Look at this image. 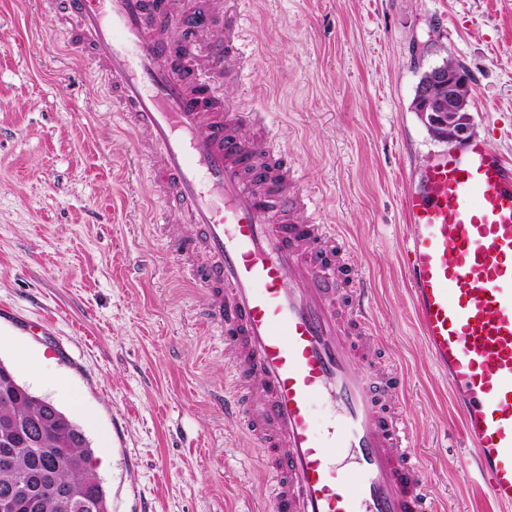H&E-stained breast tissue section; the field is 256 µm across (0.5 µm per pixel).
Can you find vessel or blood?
I'll return each instance as SVG.
<instances>
[{
	"label": "vessel or blood",
	"mask_w": 512,
	"mask_h": 512,
	"mask_svg": "<svg viewBox=\"0 0 512 512\" xmlns=\"http://www.w3.org/2000/svg\"><path fill=\"white\" fill-rule=\"evenodd\" d=\"M71 54L106 83L148 154L153 191L189 227L161 225L179 268L203 288L202 320L224 340V416L267 454L274 512H440L414 452L393 367L368 358L367 290L352 287L335 225L293 221L314 207L261 112L207 108L199 92L244 82L239 0H215L224 38L167 28L189 0H42ZM259 128L241 138L244 125ZM402 266L432 364L447 379L487 496L512 506V161L471 140L451 146L404 192ZM331 413L315 424L316 400Z\"/></svg>",
	"instance_id": "obj_1"
}]
</instances>
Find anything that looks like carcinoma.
Listing matches in <instances>:
<instances>
[{
  "label": "carcinoma",
  "mask_w": 512,
  "mask_h": 512,
  "mask_svg": "<svg viewBox=\"0 0 512 512\" xmlns=\"http://www.w3.org/2000/svg\"><path fill=\"white\" fill-rule=\"evenodd\" d=\"M0 493L13 487L25 471L35 479L37 509L34 512H68L58 490L68 485L82 496L90 491L94 512H108L107 494L92 465L93 450L82 430L57 406L45 408L35 395L0 362ZM40 425L34 439L26 424ZM67 450L58 467L47 465L57 449Z\"/></svg>",
  "instance_id": "carcinoma-1"
}]
</instances>
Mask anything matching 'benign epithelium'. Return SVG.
Listing matches in <instances>:
<instances>
[{
    "instance_id": "7a95c632",
    "label": "benign epithelium",
    "mask_w": 512,
    "mask_h": 512,
    "mask_svg": "<svg viewBox=\"0 0 512 512\" xmlns=\"http://www.w3.org/2000/svg\"><path fill=\"white\" fill-rule=\"evenodd\" d=\"M467 76L460 66L439 65L426 71L416 87L414 111L427 119L437 139L459 141L468 133L469 108ZM30 479L21 478L16 488L0 494V512H14L18 498L28 494Z\"/></svg>"
}]
</instances>
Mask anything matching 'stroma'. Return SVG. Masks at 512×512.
I'll list each match as a JSON object with an SVG mask.
<instances>
[{
    "mask_svg": "<svg viewBox=\"0 0 512 512\" xmlns=\"http://www.w3.org/2000/svg\"><path fill=\"white\" fill-rule=\"evenodd\" d=\"M261 110L352 250L367 349L396 367L400 407L443 512H500L471 472L448 385L400 268L401 197L444 141L412 109L429 66L462 65L469 136L512 158V0H242ZM39 0H0V362L84 432L108 512H272L262 451L213 401L224 343L146 202L147 156Z\"/></svg>",
    "mask_w": 512,
    "mask_h": 512,
    "instance_id": "1",
    "label": "stroma"
}]
</instances>
